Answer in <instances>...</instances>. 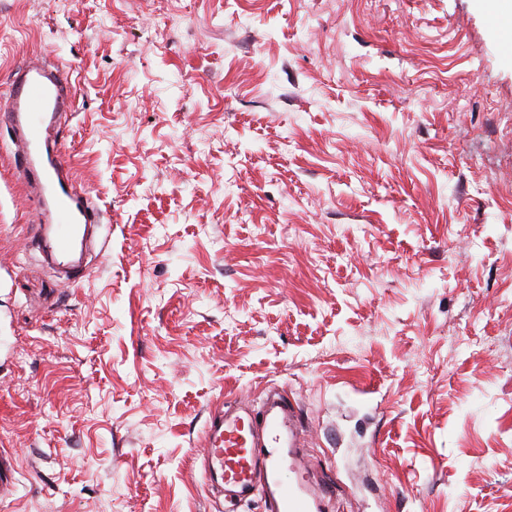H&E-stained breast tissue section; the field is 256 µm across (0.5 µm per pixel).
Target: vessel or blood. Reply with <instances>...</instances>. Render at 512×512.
<instances>
[{
    "label": "vessel or blood",
    "mask_w": 512,
    "mask_h": 512,
    "mask_svg": "<svg viewBox=\"0 0 512 512\" xmlns=\"http://www.w3.org/2000/svg\"><path fill=\"white\" fill-rule=\"evenodd\" d=\"M69 77L39 57L30 59L0 89V122L23 138L13 162L39 210L57 221L59 255L98 223L99 213L77 182L57 131L68 111ZM295 406L287 399L226 406L205 432L203 473L224 488L228 504L262 498L271 512H322L330 488L312 493L298 458L301 439Z\"/></svg>",
    "instance_id": "b4317fda"
}]
</instances>
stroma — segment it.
Here are the masks:
<instances>
[{"label": "stroma", "mask_w": 512, "mask_h": 512, "mask_svg": "<svg viewBox=\"0 0 512 512\" xmlns=\"http://www.w3.org/2000/svg\"><path fill=\"white\" fill-rule=\"evenodd\" d=\"M486 0H0L104 224L47 263L0 127V512H224L287 389L329 512H512V63Z\"/></svg>", "instance_id": "obj_1"}]
</instances>
